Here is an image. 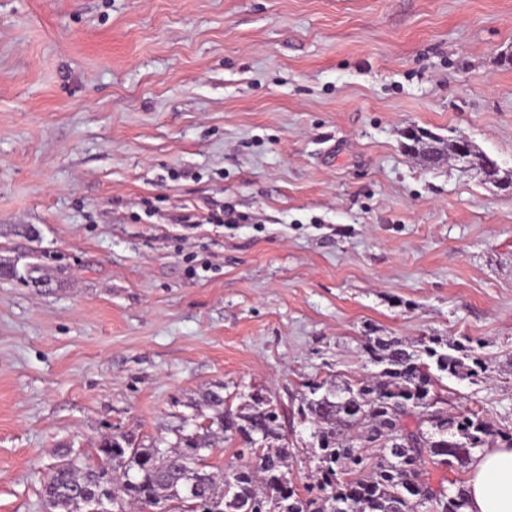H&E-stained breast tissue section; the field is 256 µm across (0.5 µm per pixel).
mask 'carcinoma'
Listing matches in <instances>:
<instances>
[{
  "label": "carcinoma",
  "instance_id": "obj_1",
  "mask_svg": "<svg viewBox=\"0 0 512 512\" xmlns=\"http://www.w3.org/2000/svg\"><path fill=\"white\" fill-rule=\"evenodd\" d=\"M404 149L429 167L456 153V137L446 139L412 126ZM487 181L512 187V171L490 163L470 148ZM365 350L377 371L342 387L322 381L304 384L297 415L310 424L307 447L315 457L313 483L299 492L289 477L291 457L285 414L271 409L261 392L235 408L218 390L203 395L215 410L207 426L178 431L176 446L144 447L125 434L104 438L99 462L78 455L57 463L43 482L44 512H94L107 499L124 498L149 512L154 501L201 503L200 512H463V482L435 490L421 480L423 466L462 470L473 454L502 443L512 448V431L476 413L448 414L437 391L444 377L477 378L486 373L482 358L461 340L430 336L415 346L395 336H368ZM239 445V457L258 458L220 479L198 466L199 449L217 433Z\"/></svg>",
  "mask_w": 512,
  "mask_h": 512
}]
</instances>
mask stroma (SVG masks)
<instances>
[{"instance_id": "35a3bbf8", "label": "stroma", "mask_w": 512, "mask_h": 512, "mask_svg": "<svg viewBox=\"0 0 512 512\" xmlns=\"http://www.w3.org/2000/svg\"><path fill=\"white\" fill-rule=\"evenodd\" d=\"M512 0H0V512L61 454L171 447L205 391L293 407L367 336L472 338L512 429ZM35 233L20 235L23 226ZM406 142L403 143L404 149L409 153L415 152L421 155L424 162L429 167H435L441 163L445 154L452 153L460 160H466L470 147V139L464 135L448 136V139L436 137L423 128L412 125L410 134L403 133ZM457 141V152L455 149ZM475 160L479 169L484 174L487 181L498 184L506 183V186L512 187V171H502L500 167L490 163L489 157L485 153L477 151L476 147L471 143L468 158ZM467 158V159H468Z\"/></svg>"}]
</instances>
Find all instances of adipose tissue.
I'll use <instances>...</instances> for the list:
<instances>
[{
	"instance_id": "1",
	"label": "adipose tissue",
	"mask_w": 512,
	"mask_h": 512,
	"mask_svg": "<svg viewBox=\"0 0 512 512\" xmlns=\"http://www.w3.org/2000/svg\"><path fill=\"white\" fill-rule=\"evenodd\" d=\"M464 512H512V448L483 449L470 464Z\"/></svg>"
}]
</instances>
